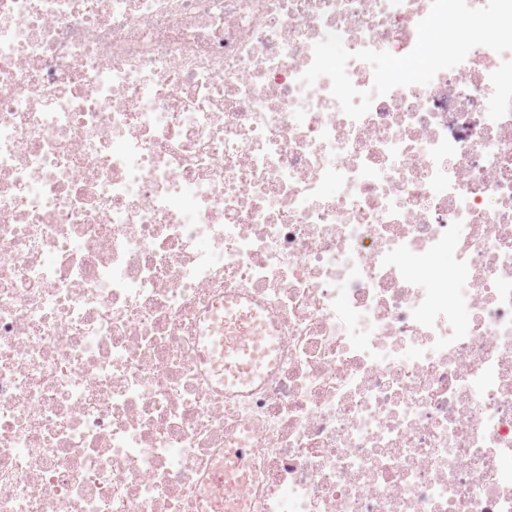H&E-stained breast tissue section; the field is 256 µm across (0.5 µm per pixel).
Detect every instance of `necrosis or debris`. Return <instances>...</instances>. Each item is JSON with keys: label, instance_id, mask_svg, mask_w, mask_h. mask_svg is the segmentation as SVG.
<instances>
[{"label": "necrosis or debris", "instance_id": "1", "mask_svg": "<svg viewBox=\"0 0 512 512\" xmlns=\"http://www.w3.org/2000/svg\"><path fill=\"white\" fill-rule=\"evenodd\" d=\"M430 7L0 0V512H202L243 438L235 512H512V52L357 120L299 81ZM253 328L248 336H239L231 342L222 335L219 316L209 326L204 336V352L209 359H224V385L245 386L260 376L272 364L277 345L262 319L253 314Z\"/></svg>", "mask_w": 512, "mask_h": 512}]
</instances>
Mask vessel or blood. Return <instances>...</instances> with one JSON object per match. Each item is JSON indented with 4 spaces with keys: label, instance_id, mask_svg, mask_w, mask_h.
<instances>
[{
    "label": "vessel or blood",
    "instance_id": "obj_1",
    "mask_svg": "<svg viewBox=\"0 0 512 512\" xmlns=\"http://www.w3.org/2000/svg\"><path fill=\"white\" fill-rule=\"evenodd\" d=\"M238 304L225 303L223 322H212L204 338L208 358L224 364V383L230 387L244 386L260 376L272 364L277 339L271 336L262 319H254L249 335L229 340L221 332L222 325H233L242 316ZM246 448L228 449L223 464L213 468L204 497L208 507H235L244 491L243 465Z\"/></svg>",
    "mask_w": 512,
    "mask_h": 512
}]
</instances>
